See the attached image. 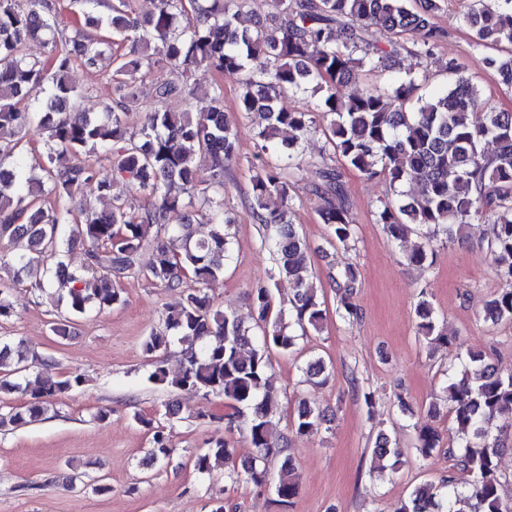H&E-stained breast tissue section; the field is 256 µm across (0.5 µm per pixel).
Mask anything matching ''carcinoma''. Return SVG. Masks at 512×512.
<instances>
[{"label": "carcinoma", "mask_w": 512, "mask_h": 512, "mask_svg": "<svg viewBox=\"0 0 512 512\" xmlns=\"http://www.w3.org/2000/svg\"><path fill=\"white\" fill-rule=\"evenodd\" d=\"M275 25L257 20L240 26L244 0H157L144 18L131 14L130 0H112L105 16L84 14V22L64 43L56 39L52 0H0V320L13 315L9 293L28 282L37 291L57 292L70 314L79 317L124 303L117 278L143 275L165 289L171 300L160 312V327L145 339L152 355L179 346L181 368L174 375L156 368L154 384L173 390L215 395L232 409L234 421L256 449L244 473L257 487L270 486L279 501L291 503L299 494L291 458L271 471L268 460L288 443L279 429L280 401L270 371L273 356L299 350V340L321 331L324 302L307 277L308 245L291 220L292 182L285 170H295L310 192L323 201L319 216L331 239L354 241L345 170L366 177L381 175L392 195L380 202L376 223L394 242L422 228H440L453 240L476 224L493 225L488 243L492 264L506 288L486 303L484 320L512 325V111L489 106L465 66L449 59L444 66L451 79L443 88L421 92L419 75L400 66L407 53L433 55L447 32L434 22L441 0H270ZM471 31L478 64L493 70L498 83L512 90V0H471L463 15ZM385 35L382 43L368 39L371 28ZM420 40L407 46V37ZM49 47L46 64L28 60L27 43ZM130 42L149 50L134 58L116 54L113 47ZM263 58L256 71L251 61ZM111 66L112 97L105 118L98 120L77 106L79 92L68 73L79 63L97 69ZM206 65L217 74L240 77L237 112L256 116L254 137L258 164L252 165L253 216L262 225V243L274 261L275 274L292 283L288 307L275 308L270 285L253 288L249 297L253 322L247 325L232 312L214 308L213 290L224 280L225 262L232 258L224 214V181L237 161V129L224 113V88L212 87L214 106L207 112H169L164 102L173 96L194 95L193 71ZM168 77L156 81L149 100L141 90L143 69ZM357 68L394 70L388 88L370 85L356 94L346 92ZM312 89L304 111L281 105L287 93ZM147 106L142 124L132 131L131 111ZM341 166L325 163L309 169L298 160V147L317 123ZM35 128L47 136L48 153L30 175L16 161L19 141L14 133ZM495 144L488 154L487 141ZM71 154L78 162L61 171L52 167L53 154ZM103 154L104 170L81 159ZM210 162L209 185L200 190L195 180L199 160ZM122 182L144 195L147 203L129 212L112 195ZM88 183L109 200L107 209L86 215L74 224L68 207L43 208L46 196L71 199ZM421 192L410 196L408 184ZM207 208H194L196 194ZM277 198L281 208L271 210ZM86 246L85 263L73 269L67 252ZM429 241L406 255L416 265L428 262ZM150 259L141 264L144 249ZM332 280L338 288L336 315L354 322L360 311L352 302L357 271L348 266ZM419 333L430 345L451 346L456 338L439 324L432 303L416 306ZM30 347L22 340L0 342V394L24 391L34 399H50L83 384L80 375L54 381L47 375L55 362L44 360V372L25 380ZM460 373L448 374V404L455 424L456 445L448 447L453 470L437 482L414 489L397 512H462L459 502H472L471 512H512L502 501L499 461L507 448L498 418L512 415V371L495 369L482 353L458 357ZM326 372L322 359L311 358L302 370L303 382L316 383ZM37 404L26 411L0 414V428L39 419ZM180 414L178 401L165 404L158 420L138 417L152 432L149 458L166 463L173 455L166 423ZM330 421L326 411L303 400L297 405L291 430L317 434ZM423 457L440 446L431 426L418 430ZM398 440L382 434L372 452L380 463L399 459ZM194 469L202 475L225 469L234 481L233 448L227 441L197 453Z\"/></svg>", "instance_id": "carcinoma-1"}]
</instances>
